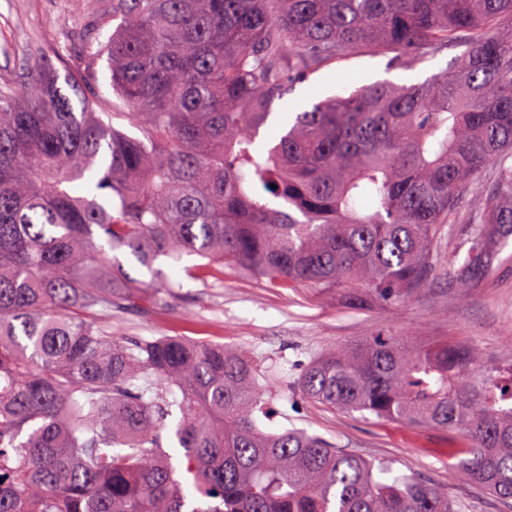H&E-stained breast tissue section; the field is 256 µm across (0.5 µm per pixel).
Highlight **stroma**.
I'll list each match as a JSON object with an SVG mask.
<instances>
[{
  "label": "stroma",
  "mask_w": 512,
  "mask_h": 512,
  "mask_svg": "<svg viewBox=\"0 0 512 512\" xmlns=\"http://www.w3.org/2000/svg\"><path fill=\"white\" fill-rule=\"evenodd\" d=\"M112 0H0V81L13 80L20 67L50 60L60 77L83 74L88 31L117 24ZM457 55L449 49L411 70L391 68L389 56L359 53L321 70L306 83L276 100V117L311 107L342 87L368 86L389 80L403 84L423 81L445 69ZM94 109L126 135L141 131L121 117L112 91L106 60L95 67ZM494 187L486 173L479 189L468 193L456 223L443 225L438 242L439 263L462 261L461 242L469 221L481 209V198ZM202 260L183 255L157 262L170 288H148L135 301L112 304L96 323L113 335L129 339L186 336L223 343L247 352L269 383L273 397L268 431L304 429L347 448L373 463H385L394 474L424 479L447 491L464 512H512L476 485L455 479L443 450L457 441L455 433L431 427H410L368 413L331 410L308 400L297 383L303 369L330 348L349 347L372 336H393L419 348L433 342L468 345L487 364H512V237L502 245L495 269L475 288L460 291L440 273L419 295L370 301L353 306L340 293L308 288H271L257 276L234 271L197 272Z\"/></svg>",
  "instance_id": "obj_1"
}]
</instances>
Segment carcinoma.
Wrapping results in <instances>:
<instances>
[{
  "instance_id": "carcinoma-1",
  "label": "carcinoma",
  "mask_w": 512,
  "mask_h": 512,
  "mask_svg": "<svg viewBox=\"0 0 512 512\" xmlns=\"http://www.w3.org/2000/svg\"><path fill=\"white\" fill-rule=\"evenodd\" d=\"M93 32L112 91L141 128L94 112V89L48 64L0 83V512H460L440 487L323 437L259 428L253 360L164 336L134 344L91 321L113 288H146L188 253L272 287L410 298L436 270L441 225L497 167L448 274L474 288L512 235V0H112ZM298 112L255 146L272 105L356 53L413 69ZM80 181L84 193L70 184ZM298 385L312 402L459 432L454 475L512 501V374L480 352L393 336L330 350ZM174 437L190 487L176 477Z\"/></svg>"
}]
</instances>
